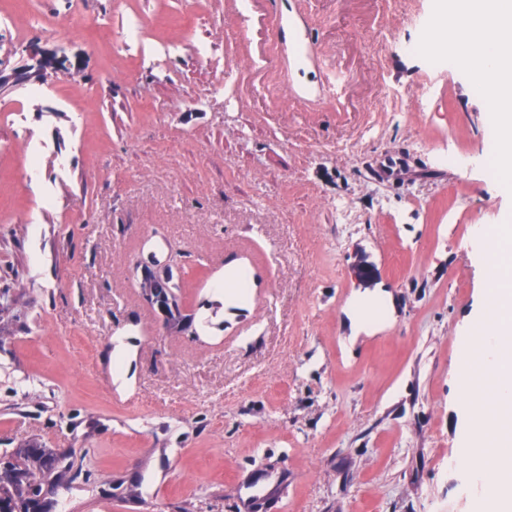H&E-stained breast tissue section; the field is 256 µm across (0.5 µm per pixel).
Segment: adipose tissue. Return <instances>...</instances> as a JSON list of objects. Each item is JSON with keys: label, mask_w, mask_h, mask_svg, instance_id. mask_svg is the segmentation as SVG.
Masks as SVG:
<instances>
[{"label": "adipose tissue", "mask_w": 512, "mask_h": 512, "mask_svg": "<svg viewBox=\"0 0 512 512\" xmlns=\"http://www.w3.org/2000/svg\"><path fill=\"white\" fill-rule=\"evenodd\" d=\"M435 14L443 24L429 30L424 47L448 56L487 104L496 180L512 191V0H437Z\"/></svg>", "instance_id": "1"}]
</instances>
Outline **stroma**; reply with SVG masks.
<instances>
[{
	"mask_svg": "<svg viewBox=\"0 0 512 512\" xmlns=\"http://www.w3.org/2000/svg\"><path fill=\"white\" fill-rule=\"evenodd\" d=\"M71 7L0 0V59L55 47ZM291 7L315 93L284 112L281 75L247 100L216 69L250 35L228 0H84L80 75L0 90V455L72 461L53 512H474L457 336L485 300L474 229L512 217L484 103L412 50L433 0ZM231 260L258 278L242 300ZM378 294L391 318L352 333ZM153 276L154 275H149V276H144L140 282V286L142 284H145L146 288V293L145 295L152 301V302H155V303H158V306L164 311L165 315H166V318L168 320V322H171V314L172 311L173 313L176 315V311H175V307H174V301H170V306H171V310L169 312L167 306L164 304L166 301H167V298H168V288H167V284L164 283V282H160L156 285V290L154 289V279H153ZM157 291V293H156ZM155 293H156V297L159 299H162V302H158L157 298L155 297Z\"/></svg>",
	"mask_w": 512,
	"mask_h": 512,
	"instance_id": "stroma-1",
	"label": "stroma"
}]
</instances>
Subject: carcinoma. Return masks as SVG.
I'll return each instance as SVG.
<instances>
[{
	"instance_id": "cac0c4a2",
	"label": "carcinoma",
	"mask_w": 512,
	"mask_h": 512,
	"mask_svg": "<svg viewBox=\"0 0 512 512\" xmlns=\"http://www.w3.org/2000/svg\"><path fill=\"white\" fill-rule=\"evenodd\" d=\"M59 459L44 448H21L11 458H0V467L12 473L0 481V502L9 512H51L52 502L42 498L43 480L58 468Z\"/></svg>"
}]
</instances>
